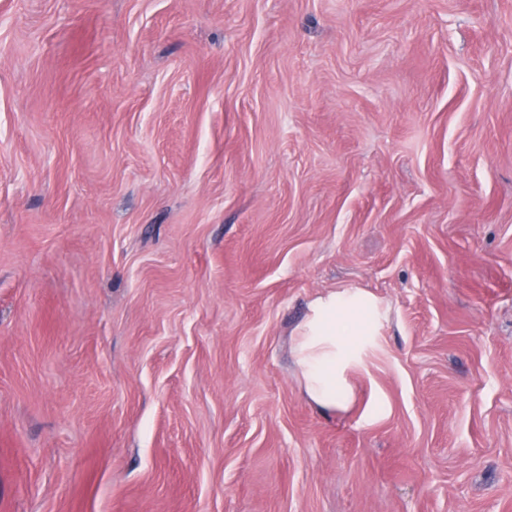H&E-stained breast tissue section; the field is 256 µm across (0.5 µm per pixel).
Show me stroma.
<instances>
[{"label":"stroma","instance_id":"1","mask_svg":"<svg viewBox=\"0 0 512 512\" xmlns=\"http://www.w3.org/2000/svg\"><path fill=\"white\" fill-rule=\"evenodd\" d=\"M0 512H512V0H0ZM385 315L377 299L359 288L333 290L309 303L293 352L310 400L332 410L349 405L347 372L378 335Z\"/></svg>","mask_w":512,"mask_h":512}]
</instances>
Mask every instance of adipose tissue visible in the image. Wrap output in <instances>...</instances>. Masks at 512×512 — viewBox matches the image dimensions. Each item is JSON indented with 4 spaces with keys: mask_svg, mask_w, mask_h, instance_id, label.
I'll list each match as a JSON object with an SVG mask.
<instances>
[{
    "mask_svg": "<svg viewBox=\"0 0 512 512\" xmlns=\"http://www.w3.org/2000/svg\"><path fill=\"white\" fill-rule=\"evenodd\" d=\"M385 316L377 299L359 288H341L315 297L297 327L293 352L314 403L347 407L353 388L347 372L361 358Z\"/></svg>",
    "mask_w": 512,
    "mask_h": 512,
    "instance_id": "ef3b65f1",
    "label": "adipose tissue"
}]
</instances>
